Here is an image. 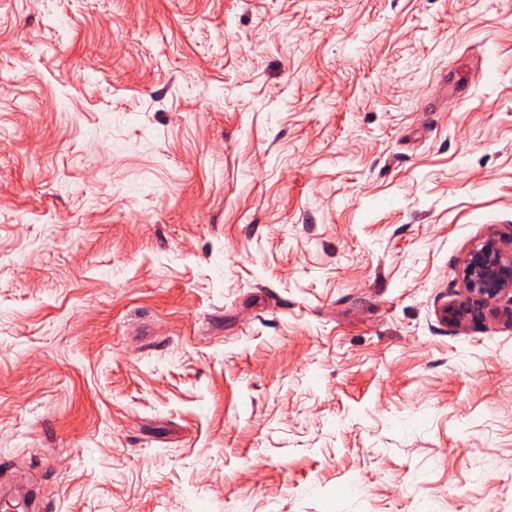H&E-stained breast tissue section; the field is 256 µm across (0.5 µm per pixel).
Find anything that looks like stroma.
<instances>
[{
	"instance_id": "stroma-1",
	"label": "stroma",
	"mask_w": 512,
	"mask_h": 512,
	"mask_svg": "<svg viewBox=\"0 0 512 512\" xmlns=\"http://www.w3.org/2000/svg\"><path fill=\"white\" fill-rule=\"evenodd\" d=\"M512 0H0V482L55 512H512ZM465 298L446 305L443 320L455 326L503 298L512 303V234L490 233L465 255L461 269Z\"/></svg>"
}]
</instances>
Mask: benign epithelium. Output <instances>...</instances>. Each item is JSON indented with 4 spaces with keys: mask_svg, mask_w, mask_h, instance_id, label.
<instances>
[{
    "mask_svg": "<svg viewBox=\"0 0 512 512\" xmlns=\"http://www.w3.org/2000/svg\"><path fill=\"white\" fill-rule=\"evenodd\" d=\"M461 276L465 298L443 308L444 321L461 326L504 298L512 303V235L490 233L475 244L463 259Z\"/></svg>",
    "mask_w": 512,
    "mask_h": 512,
    "instance_id": "1",
    "label": "benign epithelium"
}]
</instances>
